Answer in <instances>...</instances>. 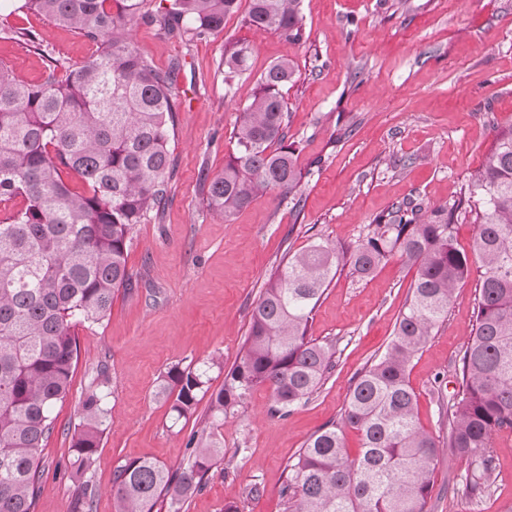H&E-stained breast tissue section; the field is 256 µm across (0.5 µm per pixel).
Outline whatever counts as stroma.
Wrapping results in <instances>:
<instances>
[{
	"instance_id": "stroma-1",
	"label": "stroma",
	"mask_w": 512,
	"mask_h": 512,
	"mask_svg": "<svg viewBox=\"0 0 512 512\" xmlns=\"http://www.w3.org/2000/svg\"><path fill=\"white\" fill-rule=\"evenodd\" d=\"M377 0H302L305 36L293 43L249 27L243 14L222 31L169 36L138 22L128 36L154 66L183 68L174 89L169 149L173 174L159 217L135 225L127 267L133 287L119 290L110 316L76 329L80 358L68 398L53 414L56 429L40 463L44 490L36 512H73L75 486L64 468L81 403L106 396L108 427L90 471L97 489L93 512H114L109 490L117 463L146 458L170 468L185 464L187 440L207 412L199 402L182 429L170 426L169 404L155 396L174 365L223 353L235 362L250 312L277 266L322 238L336 246L361 240L368 224L392 204L414 196L451 203L482 167L498 130L512 126V0H410L407 13L381 11ZM38 33L47 54L11 39L10 30ZM247 46L249 68L224 80L226 42ZM96 43L74 29L0 0V62L41 82L50 59L67 66L88 60ZM293 61L296 81L283 90L288 139L298 148L302 202L272 191L231 221L207 206L205 174L222 170L235 150L232 132L260 75L281 59ZM353 124L343 134L337 117ZM416 271L399 258L371 278L338 272L314 314L309 338L336 346V366L322 388L284 417L270 412V392L258 387L245 410L228 419L218 439L224 461L183 512H286V466L310 436L338 420L354 377L391 340ZM479 271L457 288L447 319L414 357L408 379L419 423L444 437L438 397L458 390L456 370L475 323ZM106 380H99V368ZM496 481L478 503L448 486L466 464L449 448L434 462L428 512H502L512 504V429L492 437Z\"/></svg>"
}]
</instances>
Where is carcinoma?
<instances>
[{
  "instance_id": "cac0c4a2",
  "label": "carcinoma",
  "mask_w": 512,
  "mask_h": 512,
  "mask_svg": "<svg viewBox=\"0 0 512 512\" xmlns=\"http://www.w3.org/2000/svg\"><path fill=\"white\" fill-rule=\"evenodd\" d=\"M301 3L249 0L244 21L299 42ZM23 7L76 29L98 49L62 76L49 65L37 84L0 63V201L26 199L25 208L0 224V512H35L40 452L79 357L75 329L101 323L114 294L132 286L130 234L166 203L180 64L153 66L127 41L125 28L141 20L168 34L215 33L239 12L241 0H169L154 15L141 12V0H24ZM247 60V47H224V79L246 70ZM294 80L292 61L268 67L233 129L235 152L206 177L208 206L226 221L273 190L293 196L297 206L302 201L282 95ZM65 169L86 190L72 189L62 178ZM463 209L477 214L473 254L482 284L461 386L440 409L448 418V447L467 463L453 490L472 502L487 495L496 471L487 448L495 432L512 429V126L497 134L485 164L470 175L467 195L431 209L405 199L355 245L315 241L278 266L218 390L209 392V371L224 367L221 355L171 367L158 395L179 421L196 413L199 394L210 393L205 424L189 437L184 466L171 470L140 458L119 463L111 489L116 512H155L162 496L168 512H182L224 461L216 431L254 388L269 389L273 414L308 401L334 367L333 345L308 336L325 288L339 271L365 279L395 256L416 268V276L394 336L355 375L340 420L313 433L289 465L282 496L290 512H427L441 441L418 422L407 372L470 273L469 258L453 246ZM107 420L104 397L89 393L68 466L69 478H83L74 512H93L96 490L85 475ZM348 429L361 436L354 459L345 448Z\"/></svg>"
}]
</instances>
